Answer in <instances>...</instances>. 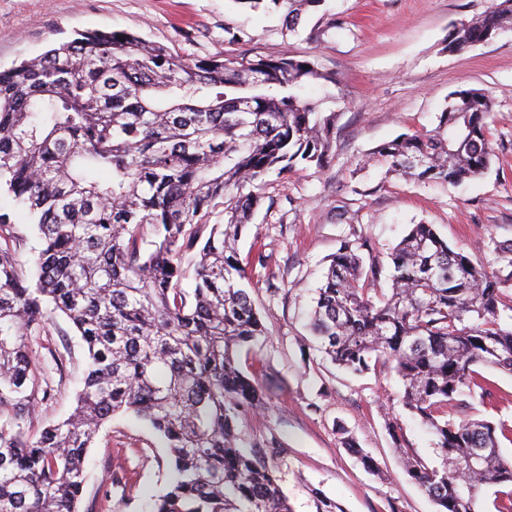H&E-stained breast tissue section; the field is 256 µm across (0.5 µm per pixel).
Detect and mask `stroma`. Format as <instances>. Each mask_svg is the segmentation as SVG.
Here are the masks:
<instances>
[{
    "instance_id": "obj_1",
    "label": "stroma",
    "mask_w": 512,
    "mask_h": 512,
    "mask_svg": "<svg viewBox=\"0 0 512 512\" xmlns=\"http://www.w3.org/2000/svg\"><path fill=\"white\" fill-rule=\"evenodd\" d=\"M491 0H324L297 32L277 15L243 11L234 0H0V67L40 55L89 29L125 30L166 45L188 60L222 53L225 27L244 29L239 51L314 59L336 75L339 119L327 167L270 174L248 236L260 239L265 265H248L250 291L269 338L252 372L267 390L266 410L242 414L241 445L274 460L293 512H316L312 490L344 512H437L403 470L386 425L397 418L412 453L439 465L434 436L399 402L401 382L379 366L361 376L323 361L307 324L343 238L367 234L370 259L384 265L411 225L430 224L449 246L495 263L493 245L512 242V30L462 51L448 35L481 15ZM480 89L496 157L488 171L460 185L423 183L365 164L380 146L438 125L451 93ZM35 367L49 368L51 397L24 424L36 434L64 420L83 387L81 340L53 315L33 347ZM495 405L474 403L472 417L512 428V376L484 369ZM369 455L366 471L346 441ZM122 480L113 481V471ZM171 479L161 439L141 420L119 415L89 453L84 502L93 512H148Z\"/></svg>"
}]
</instances>
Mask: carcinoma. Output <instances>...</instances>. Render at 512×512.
<instances>
[{"mask_svg":"<svg viewBox=\"0 0 512 512\" xmlns=\"http://www.w3.org/2000/svg\"><path fill=\"white\" fill-rule=\"evenodd\" d=\"M284 12L297 31L321 0H236ZM512 29V0L454 28L461 51ZM315 85L317 101L302 97ZM336 75L309 59L246 53L192 63L127 31L88 30L0 70V196L36 226L33 281L13 242L17 214L0 207V512H81L85 462L118 413L165 443L172 479L150 512H291L278 470L239 443L238 419L266 407L241 364L267 336L245 287L237 245L265 177L324 167L336 147ZM490 99L450 95L438 127L382 146L371 160L420 181L460 183L491 165ZM370 240H341L317 290L311 331L332 363L355 374L380 362L400 401L435 436L442 466L406 448L402 465L438 512H478L483 487H512L499 435L468 415L497 389L478 368L512 375V329L499 304L512 288V243L497 268L415 224L381 271L365 270ZM193 262L195 288L181 287ZM66 316L87 350L84 386L64 420L20 427L51 388L32 367L28 338L48 313ZM453 409L458 418L448 417Z\"/></svg>","mask_w":512,"mask_h":512,"instance_id":"1","label":"carcinoma"}]
</instances>
